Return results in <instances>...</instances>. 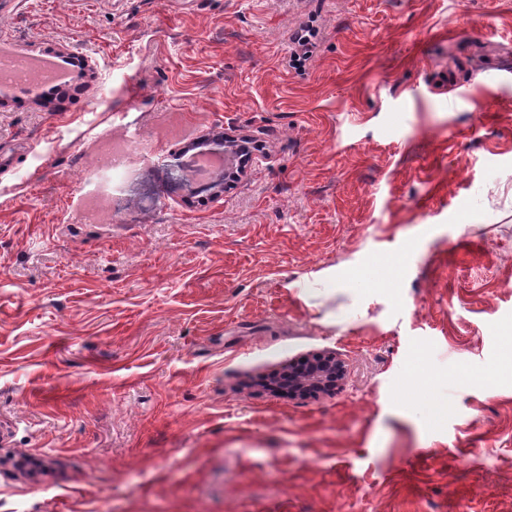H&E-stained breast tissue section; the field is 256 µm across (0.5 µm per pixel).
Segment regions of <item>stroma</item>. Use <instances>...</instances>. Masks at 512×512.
<instances>
[{"label": "stroma", "mask_w": 512, "mask_h": 512, "mask_svg": "<svg viewBox=\"0 0 512 512\" xmlns=\"http://www.w3.org/2000/svg\"><path fill=\"white\" fill-rule=\"evenodd\" d=\"M0 44L70 71L0 84V512H512V0H0ZM121 112L268 158L82 223ZM319 359L313 374L306 377H299L294 394L304 393L308 388L315 390L324 387L329 383V379L336 378V371L339 372L341 378L337 386L330 393H335L347 375V366L341 355L336 351H325Z\"/></svg>", "instance_id": "1"}]
</instances>
